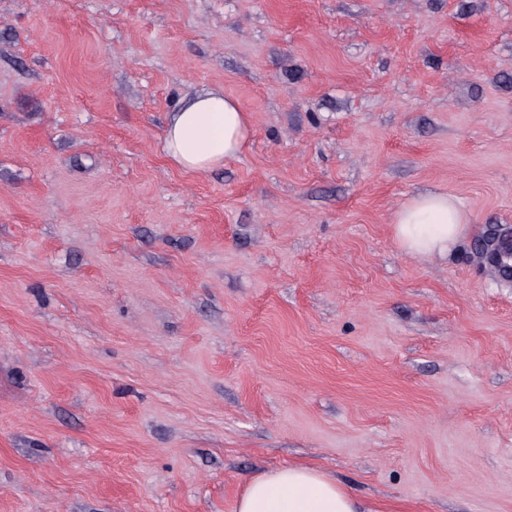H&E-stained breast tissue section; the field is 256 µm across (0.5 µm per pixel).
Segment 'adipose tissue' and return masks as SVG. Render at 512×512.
<instances>
[{
  "mask_svg": "<svg viewBox=\"0 0 512 512\" xmlns=\"http://www.w3.org/2000/svg\"><path fill=\"white\" fill-rule=\"evenodd\" d=\"M250 117L238 102L212 90L171 113L161 137L164 155L181 169L204 173L223 166L248 144ZM471 219L452 197L424 193L395 214L396 241L412 255L450 253L468 235ZM234 512H368L336 477L306 465H282L247 481Z\"/></svg>",
  "mask_w": 512,
  "mask_h": 512,
  "instance_id": "adipose-tissue-1",
  "label": "adipose tissue"
}]
</instances>
